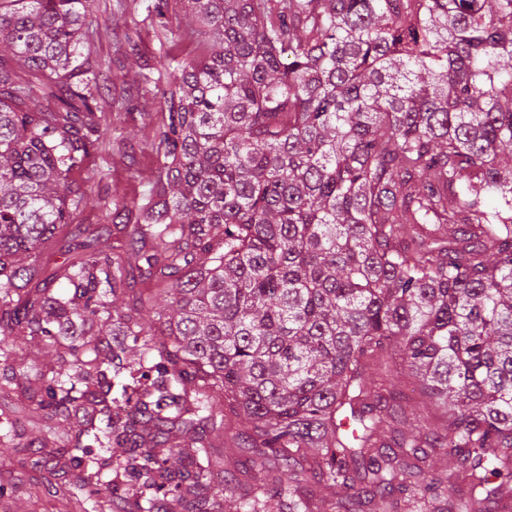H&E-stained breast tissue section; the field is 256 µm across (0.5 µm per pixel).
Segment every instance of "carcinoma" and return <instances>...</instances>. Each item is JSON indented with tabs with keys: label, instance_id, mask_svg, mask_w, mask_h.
<instances>
[{
	"label": "carcinoma",
	"instance_id": "1",
	"mask_svg": "<svg viewBox=\"0 0 512 512\" xmlns=\"http://www.w3.org/2000/svg\"><path fill=\"white\" fill-rule=\"evenodd\" d=\"M182 2L123 251L102 224L46 277L105 148L93 0H0L4 381L58 351L29 418L79 420L82 489L124 449L134 512H512V0Z\"/></svg>",
	"mask_w": 512,
	"mask_h": 512
}]
</instances>
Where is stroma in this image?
Instances as JSON below:
<instances>
[{
  "mask_svg": "<svg viewBox=\"0 0 512 512\" xmlns=\"http://www.w3.org/2000/svg\"><path fill=\"white\" fill-rule=\"evenodd\" d=\"M154 0H96L94 25L90 36L93 56L109 60L111 68L102 95L112 102L118 118L106 131L109 151L88 157L73 176L75 190L91 195V202L73 211L68 223L59 225L52 240L42 247V258L49 267L62 264L66 256L60 247L80 228H95L103 223L113 200L135 204L147 193L156 175V161L150 145L162 123L166 105L160 87L144 81L142 72L159 50L181 57L193 55L194 43L183 37L186 21L182 10L154 12ZM167 25L171 34L166 45H159L155 32ZM137 50H130L129 41ZM27 402L22 386L0 388V512H112L110 493L81 500L52 496L47 485L55 482L50 467L38 464L34 449L9 447L12 425Z\"/></svg>",
  "mask_w": 512,
  "mask_h": 512,
  "instance_id": "1",
  "label": "stroma"
}]
</instances>
